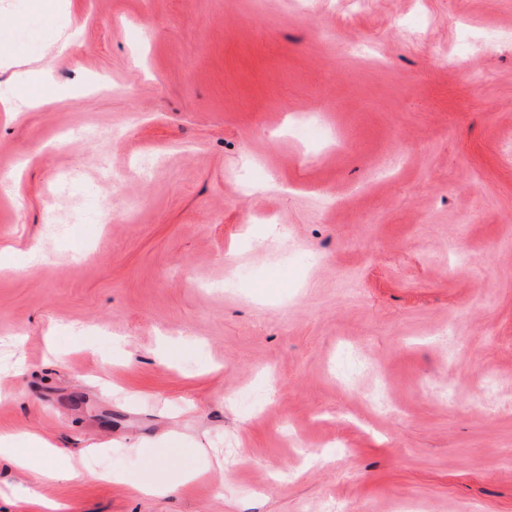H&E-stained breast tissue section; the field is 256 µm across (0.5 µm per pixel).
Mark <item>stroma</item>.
Instances as JSON below:
<instances>
[{
    "label": "stroma",
    "mask_w": 512,
    "mask_h": 512,
    "mask_svg": "<svg viewBox=\"0 0 512 512\" xmlns=\"http://www.w3.org/2000/svg\"><path fill=\"white\" fill-rule=\"evenodd\" d=\"M47 2L0 0V434L113 478L1 462L0 512H512V0ZM170 431L207 477L135 494Z\"/></svg>",
    "instance_id": "1"
}]
</instances>
